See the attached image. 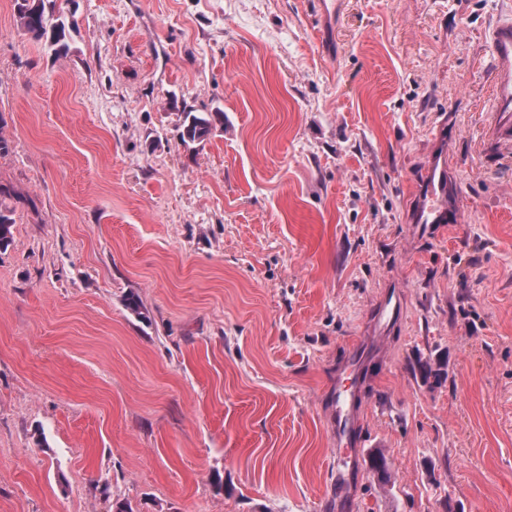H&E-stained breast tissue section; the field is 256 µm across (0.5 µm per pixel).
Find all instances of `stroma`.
<instances>
[{"instance_id":"35a3bbf8","label":"stroma","mask_w":512,"mask_h":512,"mask_svg":"<svg viewBox=\"0 0 512 512\" xmlns=\"http://www.w3.org/2000/svg\"><path fill=\"white\" fill-rule=\"evenodd\" d=\"M56 10L60 55L0 0V512H331L336 370L393 291L358 394L393 479L346 512H512V0H342L326 54L317 0ZM438 134L462 214L425 234ZM492 61L496 76L497 126L500 131L512 132V24L499 25L493 31ZM183 130L180 140L183 145H202L213 135L218 112H197L189 109L183 112ZM10 195V189L0 184V249L8 246L11 234L10 228L15 223L14 210L5 203V199ZM399 314V302L394 295H389L381 303L377 313L374 316L373 336L385 334L392 322Z\"/></svg>"}]
</instances>
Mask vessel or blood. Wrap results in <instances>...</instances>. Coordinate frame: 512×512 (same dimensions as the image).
Wrapping results in <instances>:
<instances>
[{"label":"vessel or blood","instance_id":"obj_1","mask_svg":"<svg viewBox=\"0 0 512 512\" xmlns=\"http://www.w3.org/2000/svg\"><path fill=\"white\" fill-rule=\"evenodd\" d=\"M492 61L496 76L495 106L497 126L502 131H512V24L499 25L492 35ZM450 145L444 136H436L434 149L424 169L417 192L413 198L412 221L424 232H431L438 224H455L460 220L459 199L451 188L448 163ZM399 314V302L388 296L374 316L373 335L385 334ZM336 428V491L345 494L351 473L360 466L357 450V409L344 397H337L332 407Z\"/></svg>","mask_w":512,"mask_h":512}]
</instances>
